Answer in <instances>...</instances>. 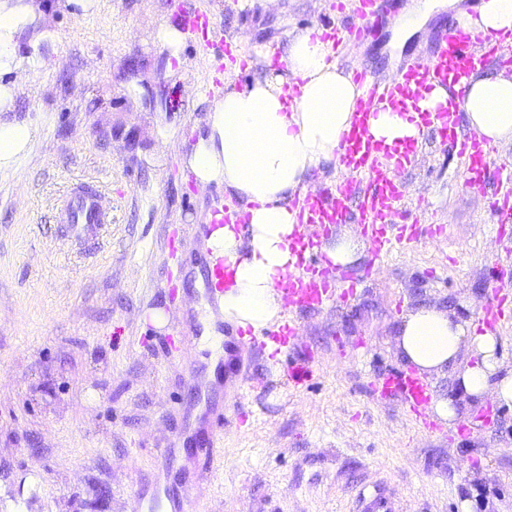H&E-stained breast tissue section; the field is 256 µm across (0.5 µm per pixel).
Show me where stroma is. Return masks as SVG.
<instances>
[{"label": "stroma", "mask_w": 512, "mask_h": 512, "mask_svg": "<svg viewBox=\"0 0 512 512\" xmlns=\"http://www.w3.org/2000/svg\"><path fill=\"white\" fill-rule=\"evenodd\" d=\"M165 0H100L80 16L68 0H41L59 39L51 62L25 83L15 112L34 140L17 168L0 171V512H136L138 498L190 484L198 512H366L378 494L391 512H512V405L469 404L451 370L429 374L434 399L454 400L456 425L417 424L379 380L407 364L397 349L402 316L428 306L474 322L498 264L512 258V223L492 232L489 199L465 183L453 147L424 140L397 170L411 218L444 225L369 267L355 224L322 236L357 241L353 298L302 316L289 355L256 352L225 329L248 375L195 392L190 362L214 346L187 338L165 352L159 337L197 325L208 297L207 223L232 192L202 189L186 157L213 101L200 90L208 63L192 44L172 55L159 23L180 27ZM250 73L225 69L241 89L267 52L333 15L335 0H204ZM454 9L434 8L400 40L390 30L350 59L381 76L426 48ZM93 179L112 200L98 243L68 237L53 212L74 183ZM166 315L156 326L154 311ZM224 411V460L204 473L174 430L203 425L205 404ZM252 410L238 422L237 406ZM494 413L492 426H461ZM169 446L174 466L155 457Z\"/></svg>", "instance_id": "obj_1"}]
</instances>
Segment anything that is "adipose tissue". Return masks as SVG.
I'll return each instance as SVG.
<instances>
[{
  "instance_id": "adipose-tissue-1",
  "label": "adipose tissue",
  "mask_w": 512,
  "mask_h": 512,
  "mask_svg": "<svg viewBox=\"0 0 512 512\" xmlns=\"http://www.w3.org/2000/svg\"><path fill=\"white\" fill-rule=\"evenodd\" d=\"M455 6L458 27L496 38L512 34V0H483L476 12ZM35 0H0V112L15 109L21 75L37 74L46 49L58 39L41 26ZM329 46L311 32L294 35L283 56L285 70L253 78L242 90L225 89L213 102L204 131L187 157L200 186L230 189L249 204L246 229L216 228L205 245L223 256L231 276L224 285L222 321L261 331L283 318L274 285L293 258L297 220L288 198L304 189L312 171L337 156L348 131L359 89L328 60ZM300 83L288 101L284 84ZM470 128L491 142L512 140V77L485 72L474 77L462 104ZM33 129L0 121V171L13 169L31 150ZM398 347L421 372L454 371L459 392L492 395L512 404V370H502L498 338L434 308L403 317Z\"/></svg>"
}]
</instances>
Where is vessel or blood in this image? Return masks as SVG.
<instances>
[{"mask_svg": "<svg viewBox=\"0 0 512 512\" xmlns=\"http://www.w3.org/2000/svg\"><path fill=\"white\" fill-rule=\"evenodd\" d=\"M398 3L399 0H337L341 22L318 26L315 34L334 49L345 41L357 45L376 41L387 20L398 17ZM181 22L195 37L201 56L218 63L229 62L242 72L248 70V60L236 54L233 38L223 36L209 10L183 6ZM494 66L511 68L512 54L503 55L501 44L482 32L461 29L445 20L434 28L428 47L410 54L392 79H382L364 65L350 67L361 95L340 144L341 176L336 183L306 191L290 203L298 224L291 242L295 262L274 286L288 321L252 338L255 349L262 351L272 346L280 353H288L299 339L297 320L301 314L322 312L336 298L354 296V286L345 285L320 267L317 249L321 232L340 224L361 225L374 265L412 246L422 236L440 234L437 225L399 221L406 190L391 175L390 166L411 165L421 148L420 136L433 133L440 141L455 143L466 182L474 190L484 189L489 172H496L499 189L490 207L500 223L512 222V161L501 158L496 146L486 138L462 128L460 105L471 80ZM436 87L449 89L451 96L446 103L426 107L424 94ZM382 110L413 113L419 137H406L390 145L376 138L371 120ZM57 220L66 225L72 238L92 239L109 221L106 198L91 182L78 183L58 209ZM248 221L247 212L217 207L210 223L195 225L194 232L206 236L212 228ZM203 276L209 292L223 291V259L207 260ZM506 302V297L491 294L481 310L482 321L493 328L511 321L512 311L507 310ZM379 386L382 393L402 397L415 418L425 420L432 400V387L426 378L412 370L399 371L382 378ZM207 415L206 429L185 431L181 437L184 444L195 448L203 470L209 471L224 458V414L211 409Z\"/></svg>", "mask_w": 512, "mask_h": 512, "instance_id": "obj_1", "label": "vessel or blood"}]
</instances>
